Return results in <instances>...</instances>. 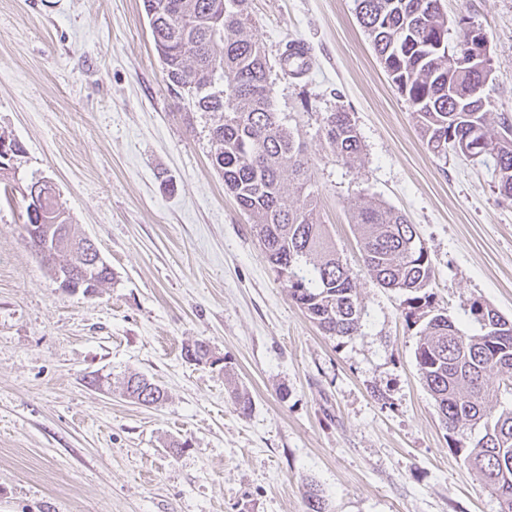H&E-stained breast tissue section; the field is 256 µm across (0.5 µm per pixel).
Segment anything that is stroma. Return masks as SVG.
<instances>
[{
    "label": "stroma",
    "instance_id": "stroma-1",
    "mask_svg": "<svg viewBox=\"0 0 512 512\" xmlns=\"http://www.w3.org/2000/svg\"><path fill=\"white\" fill-rule=\"evenodd\" d=\"M489 37L492 109L512 116V0H442ZM272 98L312 160L319 216L364 307L325 335L290 298L211 165L208 114L168 89L143 0H0V512H499L448 446L416 366L403 293L370 278L351 222L372 200L415 224L435 303L467 331L473 302L512 319V201L479 162L433 156L388 81L354 0H249ZM305 42L302 76L284 44ZM350 112L351 168L325 148ZM44 179L112 268L94 295L60 288L26 244ZM207 342L219 364L185 357ZM144 375L166 397L128 398ZM247 392L249 415L232 396ZM320 137L330 153L345 165L355 167L362 161L363 147L350 112L325 113Z\"/></svg>",
    "mask_w": 512,
    "mask_h": 512
}]
</instances>
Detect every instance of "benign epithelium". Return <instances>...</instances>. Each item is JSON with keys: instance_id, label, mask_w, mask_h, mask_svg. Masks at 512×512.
Listing matches in <instances>:
<instances>
[{"instance_id": "1", "label": "benign epithelium", "mask_w": 512, "mask_h": 512, "mask_svg": "<svg viewBox=\"0 0 512 512\" xmlns=\"http://www.w3.org/2000/svg\"><path fill=\"white\" fill-rule=\"evenodd\" d=\"M37 215L38 223L28 225L29 236L34 251L50 267L60 287L72 292L82 289L86 294L94 293L101 284L80 279L86 269L106 265L94 241L88 237L73 238L63 214L52 221L39 208Z\"/></svg>"}]
</instances>
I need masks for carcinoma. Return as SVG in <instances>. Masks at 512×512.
Here are the masks:
<instances>
[{"instance_id":"carcinoma-1","label":"carcinoma","mask_w":512,"mask_h":512,"mask_svg":"<svg viewBox=\"0 0 512 512\" xmlns=\"http://www.w3.org/2000/svg\"><path fill=\"white\" fill-rule=\"evenodd\" d=\"M153 43L168 89L200 112L213 116L210 137L224 154V186L255 224L269 263L291 299L324 334L351 336L360 327L362 305L350 269L336 256L318 198L311 190V162L299 135L274 108L264 46L250 23L248 0H143ZM359 23L388 78L405 97L428 149L448 157L461 141H482L476 153L492 170L499 194L512 200V120L495 118L480 90L492 59L468 63V29L448 42V17L441 0H355ZM284 65L292 75L307 71L297 44H286ZM320 137L330 153L353 167L363 147L354 120L327 112ZM296 201L288 203L286 185ZM364 265L382 287L406 294L405 318L423 322L415 350L422 380L435 401L448 440L512 512V407L490 405L486 374L497 372L512 394V320L475 301L469 316L474 334L459 328L436 307L426 288L434 274L429 252L400 211L373 201L352 207ZM129 395L146 393L154 405L161 388L132 374ZM484 434L467 440L466 426ZM309 512H330L320 491H308Z\"/></svg>"}]
</instances>
